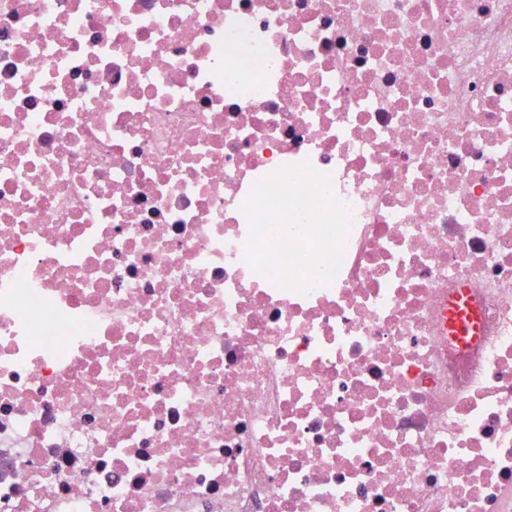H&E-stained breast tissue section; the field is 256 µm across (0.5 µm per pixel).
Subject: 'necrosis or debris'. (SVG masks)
I'll return each mask as SVG.
<instances>
[{"label":"necrosis or debris","mask_w":512,"mask_h":512,"mask_svg":"<svg viewBox=\"0 0 512 512\" xmlns=\"http://www.w3.org/2000/svg\"><path fill=\"white\" fill-rule=\"evenodd\" d=\"M0 512H512V0H0Z\"/></svg>","instance_id":"4bbe7bcc"}]
</instances>
